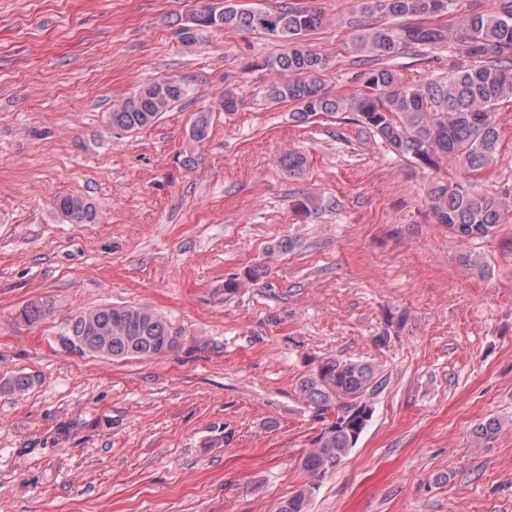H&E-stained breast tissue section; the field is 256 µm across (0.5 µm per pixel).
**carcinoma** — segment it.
Wrapping results in <instances>:
<instances>
[{
  "label": "carcinoma",
  "instance_id": "cac0c4a2",
  "mask_svg": "<svg viewBox=\"0 0 512 512\" xmlns=\"http://www.w3.org/2000/svg\"><path fill=\"white\" fill-rule=\"evenodd\" d=\"M455 0H358L357 8L342 23L357 31L356 50L364 70L362 92L349 98L332 96L322 82L328 61L307 45L305 37L321 27L324 14L294 0H276L263 8L247 9L236 0L218 7L205 4L193 13L194 21L178 31L189 45L207 31L246 29L273 38L283 50L266 66L285 80L267 86L264 97L271 104L294 105L293 117L307 121L316 116L350 113L361 128L379 137L396 154L422 167H434L444 157L467 169H481L497 158L500 131L497 106L512 99V0H499L496 7L475 12L458 24L444 18ZM375 14L403 20L376 26ZM453 44L469 59L446 81L407 85L394 70L384 66L407 48H439ZM189 90L175 78L155 81L139 89L110 113L113 127L137 131L158 121L169 108L185 102ZM210 117L201 112L190 137L195 142L208 136ZM307 158L290 153L281 165L290 175H299ZM431 208L440 224L462 239L485 237L501 223L503 203L494 194L467 183H438L429 191ZM61 214L74 224L96 219L95 205L80 195L56 201ZM47 306L31 302L19 318L27 325L40 321ZM112 327L110 358L129 359L164 355L180 347L182 332L163 322L148 308L112 305L80 312L67 324L68 337L92 336L91 327ZM33 379L18 374L0 386L23 394ZM386 385L375 364L365 360L327 357L299 381L301 394L318 412L334 411L315 437L302 468L309 481L281 501L275 512H308L317 481L336 468L356 445L372 418L371 399ZM500 423L489 418L474 429L478 444L492 442Z\"/></svg>",
  "mask_w": 512,
  "mask_h": 512
}]
</instances>
